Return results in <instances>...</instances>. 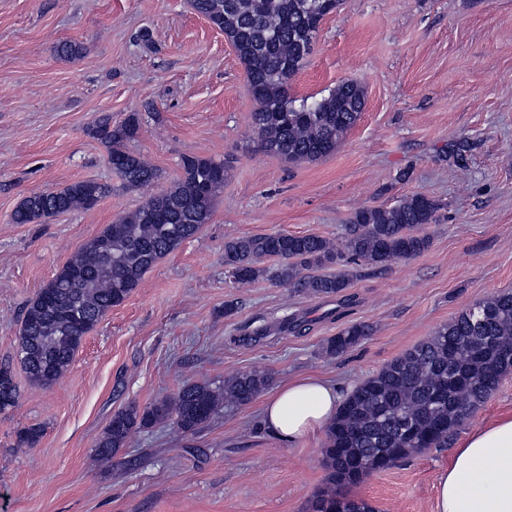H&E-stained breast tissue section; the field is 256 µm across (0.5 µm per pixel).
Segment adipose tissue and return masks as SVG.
Masks as SVG:
<instances>
[{
  "label": "adipose tissue",
  "instance_id": "ef3b65f1",
  "mask_svg": "<svg viewBox=\"0 0 512 512\" xmlns=\"http://www.w3.org/2000/svg\"><path fill=\"white\" fill-rule=\"evenodd\" d=\"M339 402V390L328 380L288 381L263 403L262 425L292 443L328 427ZM437 488V512H512V415L467 434L439 472Z\"/></svg>",
  "mask_w": 512,
  "mask_h": 512
}]
</instances>
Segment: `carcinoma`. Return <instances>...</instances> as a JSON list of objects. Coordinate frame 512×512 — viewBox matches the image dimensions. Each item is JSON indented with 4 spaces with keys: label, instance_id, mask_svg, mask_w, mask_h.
Masks as SVG:
<instances>
[{
    "label": "carcinoma",
    "instance_id": "cac0c4a2",
    "mask_svg": "<svg viewBox=\"0 0 512 512\" xmlns=\"http://www.w3.org/2000/svg\"><path fill=\"white\" fill-rule=\"evenodd\" d=\"M341 0H192L194 11L224 32L244 64L257 107L251 120L258 147L290 162L314 161L336 151L359 120L365 103L356 82L336 85L309 100L290 95L291 80L309 52L305 37L316 38L326 16ZM139 129L130 115L118 126L100 120L91 134L107 150L112 171L128 188L159 179L158 169L125 142ZM182 176L148 196L89 239L25 305L17 358L31 385L49 388L69 369L87 334L112 307L123 303L145 272L194 238L209 223L224 189V164L185 156ZM111 187L83 180L22 198L11 219L42 224L74 210H89ZM440 204L413 193L392 207H363L351 217L340 243L317 235L281 232L231 238L224 242V266L239 285L266 276L264 260L276 258L278 284L325 298L349 287L350 264L386 267L422 254L430 246L420 229L433 223ZM110 240L109 253L98 248ZM336 268L330 273L328 269ZM80 310L82 319H73ZM369 334L353 324L330 338L325 353L338 355ZM512 371V293H502L462 309L426 341L358 385L343 401L327 429L326 464L331 484L357 483L377 470L423 448H445L455 430L479 409L502 377ZM272 376L254 370L212 385H182L169 399L143 409L132 403L117 411L96 443V461L110 464L130 434L167 422L193 434L224 404L244 406L267 389ZM19 390L10 366H0V411L13 408ZM373 512L362 501L332 488L317 497L312 512Z\"/></svg>",
    "mask_w": 512,
    "mask_h": 512
}]
</instances>
